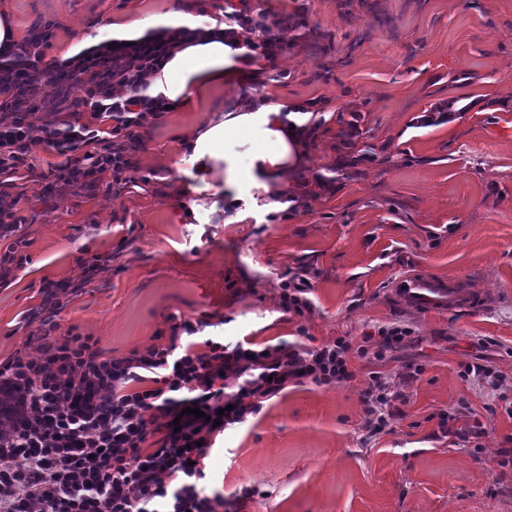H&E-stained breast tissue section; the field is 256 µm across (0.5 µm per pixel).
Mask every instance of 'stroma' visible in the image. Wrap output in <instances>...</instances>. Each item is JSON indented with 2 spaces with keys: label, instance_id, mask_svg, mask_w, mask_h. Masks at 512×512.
I'll return each instance as SVG.
<instances>
[{
  "label": "stroma",
  "instance_id": "35a3bbf8",
  "mask_svg": "<svg viewBox=\"0 0 512 512\" xmlns=\"http://www.w3.org/2000/svg\"><path fill=\"white\" fill-rule=\"evenodd\" d=\"M173 0H0L18 41L48 28L31 68L53 73L69 46L103 25L160 18ZM203 17L246 11L281 24L287 46L189 104L138 128L130 183L111 174L54 189L62 156L37 149L0 185L15 199L16 233L0 235L25 258L0 276V364L36 338L74 332L104 355L169 342L173 322L263 349L362 345L401 325L413 339L383 361L352 358L353 381L289 384L245 422L216 437L204 494L225 512H512V0H202ZM321 105L304 161L276 188L248 182L190 195L186 138L247 100ZM455 103L445 120L437 106ZM357 123L376 154L351 168L345 135ZM111 269L47 320L45 281L77 279V258ZM308 269L311 310L283 311L277 287ZM456 281L479 298L451 310L405 300L400 281ZM500 385L465 377L475 357ZM422 372L407 378L409 366ZM400 384L406 401L390 431L369 436L361 394L371 372ZM476 414L479 445L443 436L440 414Z\"/></svg>",
  "mask_w": 512,
  "mask_h": 512
}]
</instances>
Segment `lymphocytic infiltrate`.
<instances>
[{"label":"lymphocytic infiltrate","mask_w":512,"mask_h":512,"mask_svg":"<svg viewBox=\"0 0 512 512\" xmlns=\"http://www.w3.org/2000/svg\"><path fill=\"white\" fill-rule=\"evenodd\" d=\"M208 35L167 29L149 40L100 45L73 61L70 82L102 104L113 121L108 135L33 110L1 109L0 181L44 146L66 158L56 176L62 185L106 172L123 183L136 128L166 109L148 93L154 76L185 41ZM192 330L183 323L167 345L122 358L69 333L1 365L0 381L17 390L21 412L0 420V512H219L223 496L202 494L198 482L220 427L244 422L289 381L348 383L351 354L380 360L408 336L396 326L355 349L339 337L315 348L260 350L209 338L197 350L180 343Z\"/></svg>","instance_id":"1"}]
</instances>
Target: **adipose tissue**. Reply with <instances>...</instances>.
I'll list each match as a JSON object with an SVG mask.
<instances>
[{"label": "adipose tissue", "instance_id": "adipose-tissue-1", "mask_svg": "<svg viewBox=\"0 0 512 512\" xmlns=\"http://www.w3.org/2000/svg\"><path fill=\"white\" fill-rule=\"evenodd\" d=\"M197 0H178L163 20L145 18L130 23L113 24L105 29L107 37L136 41L154 35L166 27H189L197 23ZM210 37L192 42L166 61L151 85L153 94L172 102L189 103L193 94H203L236 79L241 66L239 57L247 47L231 49L224 43V28L209 21ZM245 134L254 147L251 162L240 166L225 151L231 134ZM306 134L301 104L271 103L263 99L249 102L246 109L225 112L213 118L189 139L186 146L194 168L190 178L194 191H208L216 175H223L226 186L248 181L253 188L269 190L298 168L303 161L302 142Z\"/></svg>", "mask_w": 512, "mask_h": 512}]
</instances>
